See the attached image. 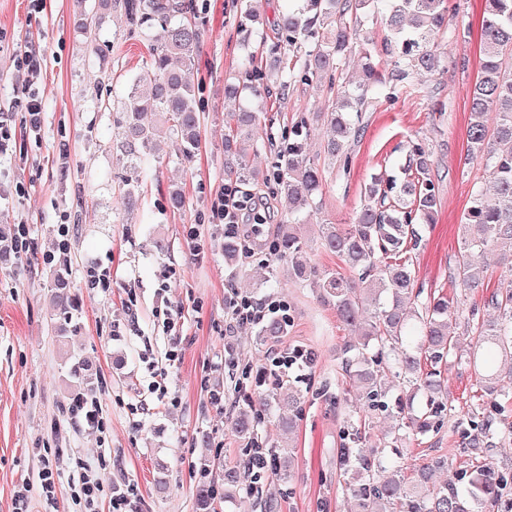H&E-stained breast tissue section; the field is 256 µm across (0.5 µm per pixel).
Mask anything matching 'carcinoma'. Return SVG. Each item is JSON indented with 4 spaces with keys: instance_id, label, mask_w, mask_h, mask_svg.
Wrapping results in <instances>:
<instances>
[{
    "instance_id": "cac0c4a2",
    "label": "carcinoma",
    "mask_w": 512,
    "mask_h": 512,
    "mask_svg": "<svg viewBox=\"0 0 512 512\" xmlns=\"http://www.w3.org/2000/svg\"><path fill=\"white\" fill-rule=\"evenodd\" d=\"M481 21V62L472 87L471 118L467 128L466 160L489 173L493 191L472 192L460 228L462 246L455 256L454 277L464 289L481 286L488 274L486 255L512 245V0H484ZM107 7L121 14L128 35L147 42L149 64L128 83L123 98L112 106V149L122 166L119 190L127 209L141 205L144 175L156 162L160 128L169 133L175 152L190 161L199 149L200 88L186 76L202 52L195 0H108ZM382 12L385 34L380 48L359 38V27L373 12ZM452 0H297L279 19L278 44L265 63L245 56L244 69L224 79V97L240 102L224 115V181L230 185L265 187L288 200V224L265 243L267 269L288 266V276L312 289L336 311V317L358 339L343 349L346 377L359 388L362 415L353 431L361 442L362 423L384 412L394 425L393 440L427 436L444 423L448 407V379L443 369L452 361L465 363L474 375L476 391L470 428L463 431V452L471 455L465 469L444 483L432 481L433 472L448 467L437 458L412 472L405 471L386 449L338 450L339 466L349 476L346 492L350 512H509L505 496L512 491V471L498 469L475 453L512 438V424L500 412L499 398L512 392V277L501 283L487 305L497 312L485 319L472 310L450 312L448 297L421 299L416 288L412 251L421 242V225L433 224L440 203L431 179L430 151L426 143L411 142L404 176L374 174L364 186L363 203L347 224L320 222V246L339 257L358 275L357 289L340 273L311 263L298 226L308 224L322 208V173L308 152L313 123L326 122L324 153L346 169L351 146L363 130L362 113L377 100L378 89L413 86L414 74L448 70V56L439 50L437 36L459 37L449 27L456 17ZM256 15L240 6L236 25L242 46L249 47ZM361 60L363 79L353 82L345 74L346 59ZM326 87L331 111L303 116L282 132L272 169L253 166L250 154L264 140L272 141L262 126V95L285 97L291 85ZM158 124L144 123L147 113ZM251 253L245 236L224 239V262L234 266ZM57 315L64 331L71 311L78 306L71 283L59 269L51 283ZM463 320L467 336L457 332ZM287 309L258 323V336L278 344L288 335ZM236 386L245 406L239 409L234 430L245 442L246 457L258 444L255 430L264 419L253 408L247 389L253 367L232 358ZM88 364L78 362L70 374L78 385L70 394L71 411L96 398ZM306 396L281 380L268 394V404L288 411L283 428L291 434L302 417ZM200 506L208 509L218 496L230 498L242 485L260 480L248 467L214 472L205 460L198 465Z\"/></svg>"
}]
</instances>
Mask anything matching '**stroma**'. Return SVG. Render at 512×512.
<instances>
[{
	"label": "stroma",
	"mask_w": 512,
	"mask_h": 512,
	"mask_svg": "<svg viewBox=\"0 0 512 512\" xmlns=\"http://www.w3.org/2000/svg\"><path fill=\"white\" fill-rule=\"evenodd\" d=\"M203 48L191 73L204 100L200 148L191 162L178 159L162 140L160 164L143 187L140 209L126 210L116 183L112 156V114L128 80L149 60L142 43L128 39L123 21L104 14L96 43L83 23L98 0H44L33 12L28 0H0V227L24 224L30 249L25 256L0 259V512H13L19 485L36 483L42 456L59 462L54 503L32 493L31 512H75L72 495L83 467L99 479L100 512H113L112 492L123 489L122 512H199L195 466L219 459L237 466L242 447L231 422L238 412L235 380L224 356L264 358L253 325L229 327L224 299L230 289L254 298L290 305L292 322L283 347L312 350L304 385L329 386L356 401L357 391L343 377L341 350L352 335L311 289L290 281L286 271L267 278L262 251L246 262V274L224 264V227L209 223L224 186V115L235 102L224 98V80L238 74L242 55L235 16L250 5L259 21L252 36L260 52L276 41L275 25L285 0H196ZM108 46L98 59L94 45ZM448 54L447 73L415 75L419 93L380 102L364 115V133L352 150L350 171L322 160L323 128H314L311 155L323 172L322 218L341 224L359 208L370 176L395 172L404 164L411 141L425 139L432 177L441 196L435 224L424 227L423 245L413 255L416 283L425 293L447 295L453 308L478 307L493 317L488 296L508 272L501 252L488 257L482 287L460 288L453 278L459 224L471 193L488 187L484 169L466 159L469 92L479 64V37L440 38ZM41 68V110L30 115L21 88L25 52ZM325 88L298 85L278 105L276 117L288 124L308 112L325 111ZM181 190L185 205H167L170 191ZM199 225L202 248L193 251L188 225ZM67 237L71 292L79 301L75 332L59 337L52 307L53 275L42 261L60 237ZM104 271L97 287L86 272ZM267 287H260V280ZM181 312L178 338H171L156 316L157 291ZM181 358L168 364L172 341ZM87 361L97 370L99 430H91L68 410L69 367ZM164 372L167 395L149 391L154 371ZM473 380L467 365L448 366L452 411L439 432L399 442L407 465L420 466L444 456L449 471L464 468L458 424L473 407ZM225 393L226 403H211L210 391ZM343 415L312 398L294 439L295 463L289 495L268 484L262 496L238 491L219 512H347L345 474L336 464L342 445ZM165 489H158L157 479Z\"/></svg>",
	"instance_id": "obj_1"
}]
</instances>
